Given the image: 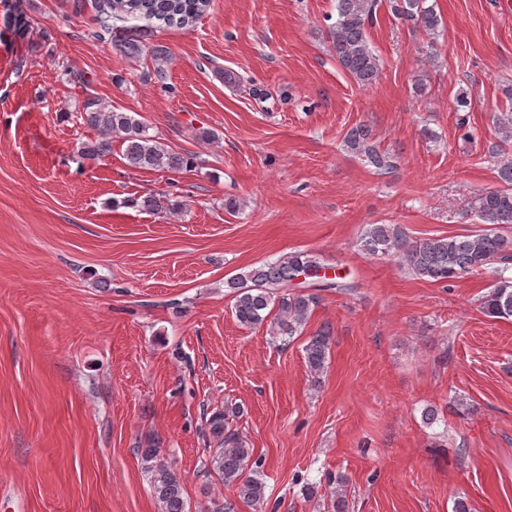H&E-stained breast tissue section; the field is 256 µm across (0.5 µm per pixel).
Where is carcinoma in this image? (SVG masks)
I'll list each match as a JSON object with an SVG mask.
<instances>
[{
	"label": "carcinoma",
	"instance_id": "obj_1",
	"mask_svg": "<svg viewBox=\"0 0 512 512\" xmlns=\"http://www.w3.org/2000/svg\"><path fill=\"white\" fill-rule=\"evenodd\" d=\"M96 21L103 32H111L116 21L129 18L158 21L172 28L192 26L203 16L210 0H94ZM380 0H336V18L328 25V39L337 64L358 85L376 83L381 73L380 57L371 47L370 28L377 22ZM396 18L412 30L424 32L434 39L442 25L440 14L427 0H388ZM4 21L15 37L25 42L36 24L26 12L23 0H13L6 9ZM154 61V77L166 85L169 51L158 46L150 51ZM83 124L99 132L101 138L80 147L83 157L97 160L112 150V137L125 145L124 157L134 169L182 170L194 165L188 155L168 151L148 134V128L127 112L117 111L95 98L82 105ZM495 128L500 144L488 150L500 186L479 194L474 213L484 228L477 234L453 237L435 236L412 239L399 224H369L361 238V250L369 255L391 257L413 277L432 283H448L464 274L485 271L494 266V280L481 298L482 311L491 317H512V160L501 158V145L512 142V114L496 116ZM347 152L375 171L387 173L396 168V156L379 147L372 128L363 122L349 127L343 137ZM321 263L306 252H292L274 261L263 262L245 273L224 280L227 295L232 297L238 323L246 328L264 324L276 312L277 334L293 338L304 326L319 303L320 292L349 293L352 283L316 280L311 277L300 283L295 280ZM302 291H290L297 285ZM332 343V331L321 326L303 347L309 372L319 377L325 370ZM243 413L236 404L214 410L207 425L217 446L210 449L209 465L221 475L224 485L236 497L255 508L263 507L265 483L262 458L254 456L233 421ZM143 470L149 479L158 512H189L180 475L160 456V449L139 448Z\"/></svg>",
	"mask_w": 512,
	"mask_h": 512
}]
</instances>
